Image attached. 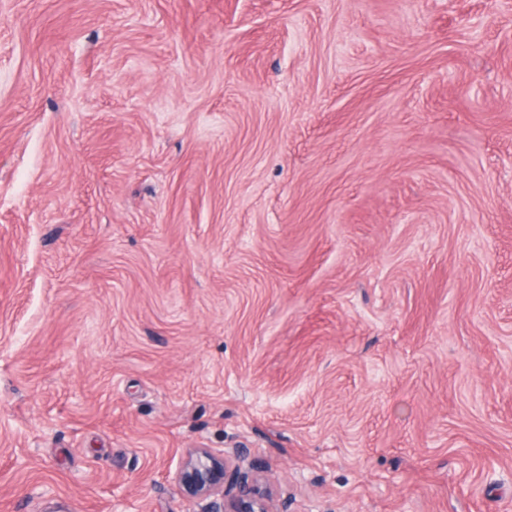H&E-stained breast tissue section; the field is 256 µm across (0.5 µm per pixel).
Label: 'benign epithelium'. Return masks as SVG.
<instances>
[{"instance_id":"benign-epithelium-1","label":"benign epithelium","mask_w":512,"mask_h":512,"mask_svg":"<svg viewBox=\"0 0 512 512\" xmlns=\"http://www.w3.org/2000/svg\"><path fill=\"white\" fill-rule=\"evenodd\" d=\"M259 470L245 448H196L177 478L189 495L205 502L200 512H272L269 492L252 476Z\"/></svg>"}]
</instances>
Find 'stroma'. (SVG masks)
Masks as SVG:
<instances>
[{"label": "stroma", "mask_w": 512, "mask_h": 512, "mask_svg": "<svg viewBox=\"0 0 512 512\" xmlns=\"http://www.w3.org/2000/svg\"><path fill=\"white\" fill-rule=\"evenodd\" d=\"M512 512V0H0V512ZM247 461V448H195L181 463L177 478L189 495L206 502L199 512H273L269 492L251 474L261 467Z\"/></svg>", "instance_id": "obj_1"}]
</instances>
